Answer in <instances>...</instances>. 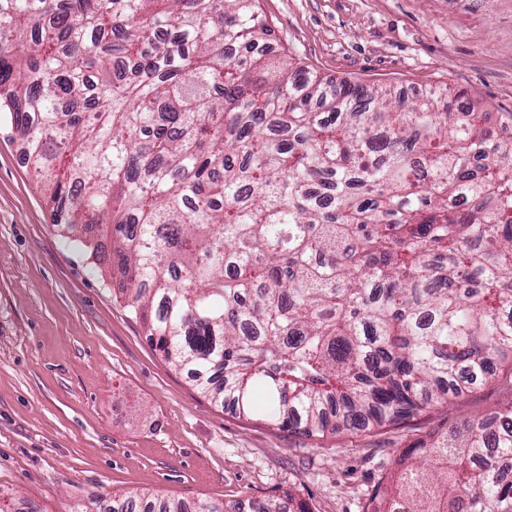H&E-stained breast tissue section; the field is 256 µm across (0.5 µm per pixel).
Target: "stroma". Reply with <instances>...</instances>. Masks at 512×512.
<instances>
[{
    "label": "stroma",
    "mask_w": 512,
    "mask_h": 512,
    "mask_svg": "<svg viewBox=\"0 0 512 512\" xmlns=\"http://www.w3.org/2000/svg\"><path fill=\"white\" fill-rule=\"evenodd\" d=\"M276 52L405 98L463 89L512 111V0H260ZM507 395L487 386L400 427L324 438L214 405L153 349L111 280L52 223L0 126V492L7 512H70L131 491L370 512L399 454Z\"/></svg>",
    "instance_id": "35a3bbf8"
}]
</instances>
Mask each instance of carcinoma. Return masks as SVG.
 <instances>
[{
	"label": "carcinoma",
	"mask_w": 512,
	"mask_h": 512,
	"mask_svg": "<svg viewBox=\"0 0 512 512\" xmlns=\"http://www.w3.org/2000/svg\"><path fill=\"white\" fill-rule=\"evenodd\" d=\"M257 2L0 0V117L208 400L324 437L506 379L494 428L402 451L372 512H512V112L321 78ZM286 497L253 512H310Z\"/></svg>",
	"instance_id": "obj_1"
}]
</instances>
